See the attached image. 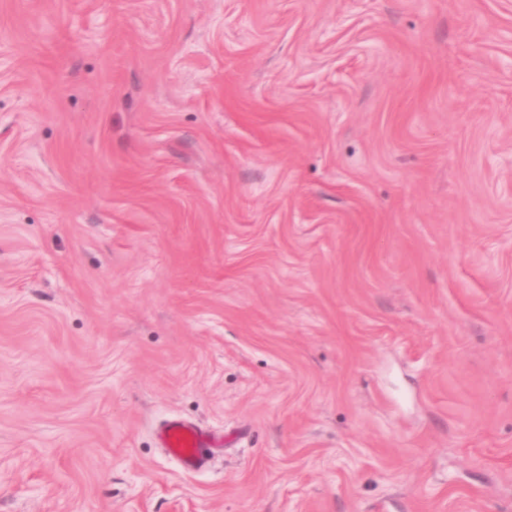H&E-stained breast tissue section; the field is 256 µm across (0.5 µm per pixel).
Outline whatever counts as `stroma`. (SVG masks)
<instances>
[{"mask_svg":"<svg viewBox=\"0 0 512 512\" xmlns=\"http://www.w3.org/2000/svg\"><path fill=\"white\" fill-rule=\"evenodd\" d=\"M0 512H512V0H0ZM162 448L188 471H200L206 465L203 448L215 446L213 435L204 427L179 418L167 420L157 433Z\"/></svg>","mask_w":512,"mask_h":512,"instance_id":"35a3bbf8","label":"stroma"}]
</instances>
